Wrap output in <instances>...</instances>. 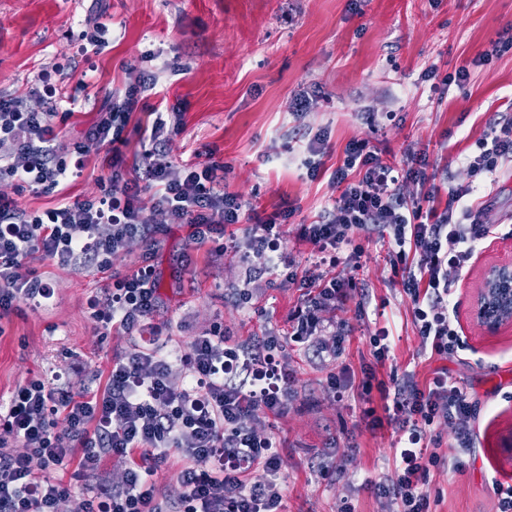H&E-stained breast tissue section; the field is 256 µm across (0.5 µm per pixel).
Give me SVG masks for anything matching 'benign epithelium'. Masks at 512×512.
<instances>
[{
  "label": "benign epithelium",
  "instance_id": "1",
  "mask_svg": "<svg viewBox=\"0 0 512 512\" xmlns=\"http://www.w3.org/2000/svg\"><path fill=\"white\" fill-rule=\"evenodd\" d=\"M472 315L487 331L496 332L512 323V259L486 268L476 289Z\"/></svg>",
  "mask_w": 512,
  "mask_h": 512
}]
</instances>
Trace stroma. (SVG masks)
Wrapping results in <instances>:
<instances>
[{"mask_svg":"<svg viewBox=\"0 0 512 512\" xmlns=\"http://www.w3.org/2000/svg\"><path fill=\"white\" fill-rule=\"evenodd\" d=\"M98 23L110 25V43L86 53L84 36ZM509 27L512 0H361L356 8L350 0H0V96L23 95L30 107L42 108L31 90L50 77L80 104L60 122L66 140L80 142L104 100L125 91L128 67H136L158 79L148 104L185 106L184 127L167 144L176 163L227 164L228 191L268 213L284 204L295 210L280 228L290 268H270L262 255L245 262L234 251L219 254L205 245L189 266L175 270L186 229L169 225L154 257L162 304L149 331L134 336L104 329L88 305L112 275L137 268L138 243L114 256L105 273L63 270L33 256L28 268L50 283L53 295L0 318V404L34 378L104 389L113 360L148 347L165 354L188 348L217 324L239 343L287 336L288 315L301 301L288 273L311 268L314 260L298 227L314 220L332 195L325 180L307 177L297 130H325L330 150L323 163L330 169L349 141L367 139L388 149L390 160L423 152L433 171L466 180L461 158L475 151L490 118L512 112V50L479 67L471 61ZM432 66L437 73L430 79L425 71ZM463 66L470 69L464 89L444 84ZM87 69L93 78L86 86L81 73ZM303 86L314 95L298 117L290 105ZM367 109L390 118L371 127L362 118ZM107 177L97 146L88 145L83 172L64 192L100 195ZM473 197L481 223L495 232L455 287L456 318L469 345L461 358L423 355L410 301L386 259L388 242L357 231L358 267L326 268L327 276L355 279L369 302L321 314L330 325L351 327L342 394L327 384L332 364L289 346L288 411L255 423L282 457L285 512H386L374 485L395 479L400 436L395 427L371 430L359 419L368 365L379 379L411 373L421 383L447 369L449 383L475 406L474 446L464 474L431 469V510L495 512L493 481L512 483V328L489 335L470 308L483 270L512 257V164L482 180ZM243 290L248 299H240ZM384 328L392 344L378 362L371 339ZM338 462L344 473L329 472Z\"/></svg>","mask_w":512,"mask_h":512,"instance_id":"35a3bbf8","label":"stroma"}]
</instances>
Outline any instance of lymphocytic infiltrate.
Returning a JSON list of instances; mask_svg holds the SVG:
<instances>
[{"mask_svg": "<svg viewBox=\"0 0 512 512\" xmlns=\"http://www.w3.org/2000/svg\"><path fill=\"white\" fill-rule=\"evenodd\" d=\"M129 85L98 121L86 130L83 141L66 144L54 119L65 97L53 87L39 95L45 109L33 110L20 96H0V179L18 190H52L79 176L85 165L86 143L104 151L109 171L101 195L64 198L44 211H29L17 200L0 195V317L18 303L48 298L51 288L36 272L25 271L26 259L40 254L60 268L79 265L104 269L114 254L140 242L141 263L131 273L113 277L102 296L89 307L104 328L128 334L141 331L158 311L160 296L152 258L168 225L188 228L178 255L188 264L192 251L219 243L230 224L254 222V229L232 246L242 258L263 254L284 262L280 226L292 216L284 206L259 218L251 203L226 191L227 165L175 164L167 149L169 132L181 131V107L156 110L149 139L138 162L127 163L123 151L126 128L143 93L154 90L155 76L129 68ZM298 143L309 158L307 175L327 177L337 191L329 206L299 234L317 255V269L309 270L297 285L303 298L289 316V339L299 346L317 343L324 326L318 314L345 305L355 297L356 284L340 277L326 278L323 266L344 263V249L356 230L388 237L393 250L391 266L401 268V285L411 302V317L423 349L443 359L456 358L467 343L457 329L452 297L454 286L471 260L479 241L492 234L488 224L477 223L461 200L474 191L473 182L494 174L512 161V118L488 121L476 152L462 160L469 180L441 189L429 174L426 154L408 153L401 163L383 160L366 140L347 143L343 159L332 171L320 160L328 149L324 132L300 133ZM445 205H438L440 192ZM152 193L153 211L144 214L140 200ZM281 341L261 337L252 355L261 357L277 378L276 385L249 389L236 376L241 348L222 328L193 339L178 359L156 350L128 354L112 367L103 391L72 390L35 379L20 387L0 410V512H60L70 502L71 512H282L283 495L276 475L281 457L276 444L257 432L259 414H284L292 371L287 358H275ZM182 367L194 386L175 389L170 376ZM363 393L379 390L383 410L365 407L361 419L372 429L389 423L401 432L403 446L396 457L397 478L375 486L389 512H430L425 487L431 468L448 465L460 470L462 458L473 446L475 414L471 402L438 369L426 385L413 375L392 383L364 371ZM447 422L456 440L457 454L442 458L427 451V426ZM25 451L13 453L11 442ZM178 449L184 466L175 498L156 502L148 478L168 449ZM126 461L120 482L93 496H75L50 478L53 470L78 463L92 472L105 458ZM39 459L43 475H35L32 459Z\"/></svg>", "mask_w": 512, "mask_h": 512, "instance_id": "1", "label": "lymphocytic infiltrate"}]
</instances>
